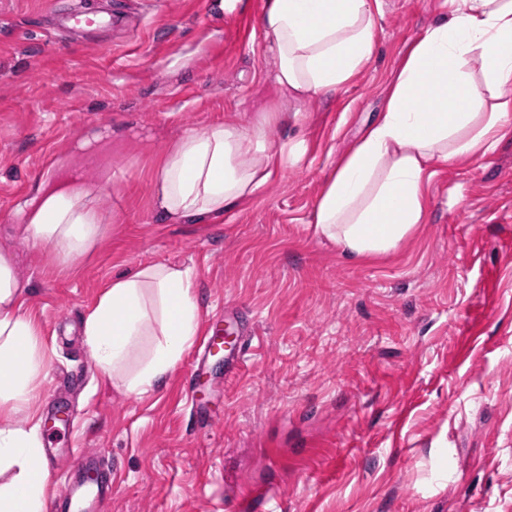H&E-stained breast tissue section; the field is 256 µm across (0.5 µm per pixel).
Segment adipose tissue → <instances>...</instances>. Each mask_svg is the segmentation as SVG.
Wrapping results in <instances>:
<instances>
[{
    "label": "adipose tissue",
    "instance_id": "adipose-tissue-1",
    "mask_svg": "<svg viewBox=\"0 0 512 512\" xmlns=\"http://www.w3.org/2000/svg\"><path fill=\"white\" fill-rule=\"evenodd\" d=\"M379 0H266L261 23L276 61L274 82L293 100L326 96L355 78L376 45ZM512 133V0H458L415 42L383 112L328 179L317 201L316 235L351 260L395 251L423 223L433 162H467ZM299 140L270 146L261 129L215 123L185 128L152 173V205L168 221L217 218L298 163ZM111 182L59 180L23 208L33 245L68 260L102 232L99 195ZM11 254L0 252V512H47L41 416L31 406L42 368L40 327L20 312ZM199 329L192 269L148 264L113 277L84 321L99 367L135 395L152 391ZM157 332L134 374L125 366L142 336Z\"/></svg>",
    "mask_w": 512,
    "mask_h": 512
}]
</instances>
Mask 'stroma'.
<instances>
[{"label":"stroma","instance_id":"35a3bbf8","mask_svg":"<svg viewBox=\"0 0 512 512\" xmlns=\"http://www.w3.org/2000/svg\"><path fill=\"white\" fill-rule=\"evenodd\" d=\"M264 4L0 0V248L41 328L33 405L52 490L94 455L113 480L106 512H267L260 486L278 512H512V136L435 164L424 224L388 255L352 261L313 230L325 181L453 2L381 0L373 59L302 104L269 78ZM53 7L124 23L63 34ZM216 122L306 151L223 219L164 221L155 165L185 127ZM60 160L92 182L112 174L101 237L67 263L33 248L17 214ZM144 263L194 270L201 323L256 331L238 371L206 357V427L182 388L198 347L135 396L82 334L113 274Z\"/></svg>","mask_w":512,"mask_h":512}]
</instances>
